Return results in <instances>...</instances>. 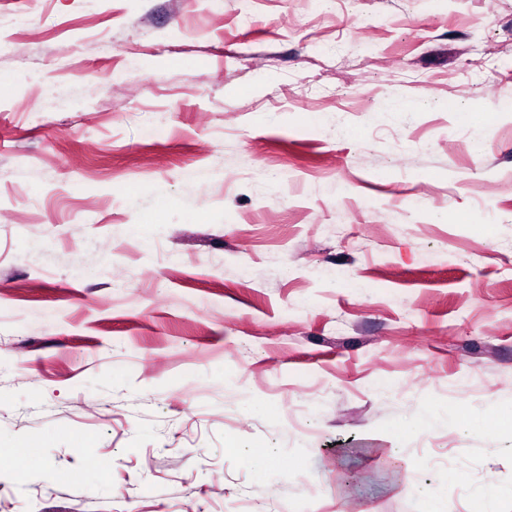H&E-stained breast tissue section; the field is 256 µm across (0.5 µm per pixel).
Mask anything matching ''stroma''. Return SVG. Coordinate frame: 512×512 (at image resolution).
Instances as JSON below:
<instances>
[{"label":"stroma","instance_id":"1","mask_svg":"<svg viewBox=\"0 0 512 512\" xmlns=\"http://www.w3.org/2000/svg\"><path fill=\"white\" fill-rule=\"evenodd\" d=\"M0 75V512L512 483V0H0Z\"/></svg>","mask_w":512,"mask_h":512}]
</instances>
